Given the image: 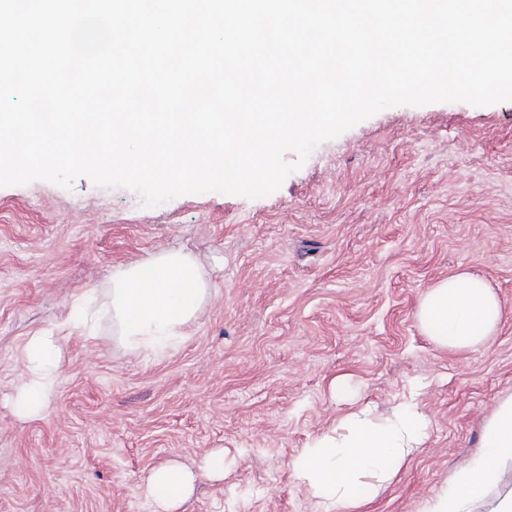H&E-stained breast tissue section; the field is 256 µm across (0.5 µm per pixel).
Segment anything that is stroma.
Returning <instances> with one entry per match:
<instances>
[{
  "label": "stroma",
  "mask_w": 512,
  "mask_h": 512,
  "mask_svg": "<svg viewBox=\"0 0 512 512\" xmlns=\"http://www.w3.org/2000/svg\"><path fill=\"white\" fill-rule=\"evenodd\" d=\"M164 248L192 251L212 285L188 337L133 353L99 315L64 340L48 412L19 418L29 336ZM462 270L506 313L470 350L438 346L415 318ZM417 382L428 438L363 512H423L512 396V101L384 109L256 199L146 207L85 177L0 187V512H153L147 478L169 462L197 474L178 512H317L293 473L301 449L361 405L390 414ZM219 451L212 478L201 467Z\"/></svg>",
  "instance_id": "stroma-1"
}]
</instances>
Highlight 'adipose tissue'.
Instances as JSON below:
<instances>
[{"instance_id": "1", "label": "adipose tissue", "mask_w": 512, "mask_h": 512, "mask_svg": "<svg viewBox=\"0 0 512 512\" xmlns=\"http://www.w3.org/2000/svg\"><path fill=\"white\" fill-rule=\"evenodd\" d=\"M211 296V284L197 257L183 249H162L112 271L104 297L78 299V326L91 324L93 306L112 318L115 336L130 351H163L181 342ZM504 308L485 279L463 271L441 280L422 297L416 319L442 347L474 349L494 335ZM27 378L18 390L21 417L46 411L62 363L58 328L30 336L22 349ZM429 420L416 396L391 414L376 418L371 408L344 416L338 431L314 439L293 462L296 479L308 484L318 512H361L400 467L424 444ZM512 460V396L501 400L486 422L479 450L426 504L425 512H479ZM195 483L194 473L177 463L152 470L148 488L158 512H177Z\"/></svg>"}]
</instances>
